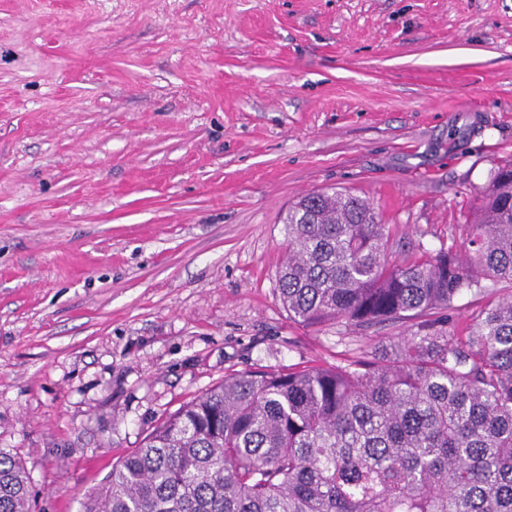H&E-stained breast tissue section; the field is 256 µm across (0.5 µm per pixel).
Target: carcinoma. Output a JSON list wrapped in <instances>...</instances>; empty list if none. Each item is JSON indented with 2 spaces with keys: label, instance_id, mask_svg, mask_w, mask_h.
Wrapping results in <instances>:
<instances>
[{
  "label": "carcinoma",
  "instance_id": "carcinoma-1",
  "mask_svg": "<svg viewBox=\"0 0 512 512\" xmlns=\"http://www.w3.org/2000/svg\"><path fill=\"white\" fill-rule=\"evenodd\" d=\"M464 254L391 260L370 203L309 193L288 209L278 276L305 326L411 322L331 366L260 369L180 408L112 467L84 512H512V294L462 330L453 302L512 284V165L491 172ZM0 512H31L0 450Z\"/></svg>",
  "mask_w": 512,
  "mask_h": 512
}]
</instances>
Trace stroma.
I'll return each mask as SVG.
<instances>
[{
  "label": "stroma",
  "instance_id": "35a3bbf8",
  "mask_svg": "<svg viewBox=\"0 0 512 512\" xmlns=\"http://www.w3.org/2000/svg\"><path fill=\"white\" fill-rule=\"evenodd\" d=\"M512 162V0H0V449L32 512L233 373L367 356L307 327L283 218L366 198L394 258L462 242Z\"/></svg>",
  "mask_w": 512,
  "mask_h": 512
}]
</instances>
